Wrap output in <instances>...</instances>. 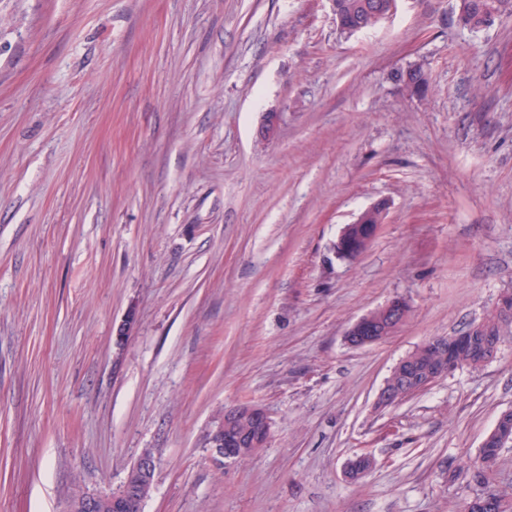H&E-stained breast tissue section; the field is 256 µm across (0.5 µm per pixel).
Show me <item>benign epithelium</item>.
Masks as SVG:
<instances>
[{
	"instance_id": "1",
	"label": "benign epithelium",
	"mask_w": 512,
	"mask_h": 512,
	"mask_svg": "<svg viewBox=\"0 0 512 512\" xmlns=\"http://www.w3.org/2000/svg\"><path fill=\"white\" fill-rule=\"evenodd\" d=\"M386 205L378 202L367 207L357 219L345 226L334 246V252L341 254L345 244V235L354 227L362 229L357 240V252H364L378 234L382 224ZM409 314V305L402 299H393L355 321L346 331L347 343L352 347H365L379 341L381 336H390ZM454 370L451 364H438L422 367L418 351L403 357L393 368L384 387L378 394L377 405L389 407L394 400L403 395L415 394ZM244 416L252 421V428L239 433L234 428L237 419ZM271 421L267 412L258 406L243 405L224 411L209 438L210 448L218 462L233 463L249 452L258 453L270 438ZM156 469L155 457L143 452L130 468L122 488L111 494L82 493L69 503L68 512H143L145 499L143 492L151 484Z\"/></svg>"
}]
</instances>
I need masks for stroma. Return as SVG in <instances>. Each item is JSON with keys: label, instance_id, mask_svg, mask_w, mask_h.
I'll list each match as a JSON object with an SVG mask.
<instances>
[{"label": "stroma", "instance_id": "1", "mask_svg": "<svg viewBox=\"0 0 512 512\" xmlns=\"http://www.w3.org/2000/svg\"><path fill=\"white\" fill-rule=\"evenodd\" d=\"M459 8L398 0L345 37L331 0H0V512L119 490L147 449L144 512H467L512 339L376 404L512 291V14L470 31ZM395 298V333L350 347ZM243 404L271 436L220 466ZM385 210L386 205L381 202L374 203L367 207L363 212L359 214L353 223L348 224L342 229L338 240L335 243L334 252L340 256L346 240L345 235L352 228L357 226L362 229V232L360 233L357 240V252L363 253L378 234ZM370 219H372V221H370ZM409 305L402 299H393L371 310L355 321L346 331L347 343L365 347L391 336L409 314ZM418 350L409 353L395 365L378 394L376 403L379 407H389L395 399L399 400L405 394L420 392L454 370L453 365L444 363L422 367ZM398 387L399 390L395 391ZM402 400L404 399H400L399 402ZM240 416L252 421V428L245 433H239L234 428ZM271 421L267 412L258 406L243 405L224 412L215 430L209 438L210 448L217 462L233 463L249 452L251 455L264 448L270 438Z\"/></svg>", "mask_w": 512, "mask_h": 512}]
</instances>
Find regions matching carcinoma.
<instances>
[{
    "mask_svg": "<svg viewBox=\"0 0 512 512\" xmlns=\"http://www.w3.org/2000/svg\"><path fill=\"white\" fill-rule=\"evenodd\" d=\"M502 5L501 12L512 13V0H464L470 17L474 18L484 6ZM388 0H336L338 14L343 26L352 28L358 20L372 17L368 26L373 27L386 18L385 10ZM395 78L404 89L411 92L428 83L427 74L421 66H414L396 73ZM478 331L467 328L457 340L446 336H437L421 346V360H435L452 363L458 368L478 369V343L484 338L498 339L505 332L512 331V292L501 295L497 306L487 317L477 324ZM500 450L483 448L477 459L468 465L473 470L472 479L481 487L470 503L469 512H485L478 508L479 501L490 497L497 503L495 512H512V482L501 479L499 465Z\"/></svg>",
    "mask_w": 512,
    "mask_h": 512,
    "instance_id": "carcinoma-1",
    "label": "carcinoma"
}]
</instances>
